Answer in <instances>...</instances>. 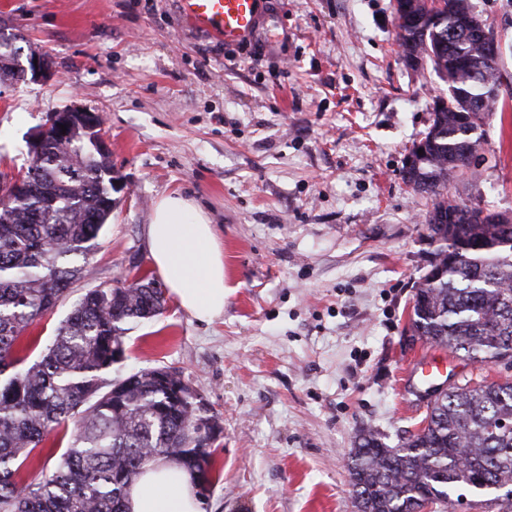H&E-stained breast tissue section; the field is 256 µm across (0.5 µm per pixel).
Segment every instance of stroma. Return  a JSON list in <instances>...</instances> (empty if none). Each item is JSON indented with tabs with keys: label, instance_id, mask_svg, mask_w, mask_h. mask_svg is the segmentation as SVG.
I'll use <instances>...</instances> for the list:
<instances>
[{
	"label": "stroma",
	"instance_id": "stroma-1",
	"mask_svg": "<svg viewBox=\"0 0 512 512\" xmlns=\"http://www.w3.org/2000/svg\"><path fill=\"white\" fill-rule=\"evenodd\" d=\"M507 45L485 126L486 162L448 187L512 214V0H472ZM394 0H263L265 23L228 63L177 0H0V28L52 74L0 81V176L25 168L51 112L103 115L112 214L71 294L20 338L36 360L88 289L157 279L156 201L178 192L224 249V314L204 323L173 298L133 324L126 375L167 366L217 413L214 485L200 512H355L347 458L359 430L389 445L417 432L426 388L405 374L428 264L426 195L403 163L448 86L397 53Z\"/></svg>",
	"mask_w": 512,
	"mask_h": 512
}]
</instances>
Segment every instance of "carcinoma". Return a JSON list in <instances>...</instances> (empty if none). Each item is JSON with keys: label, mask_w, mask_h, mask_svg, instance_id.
Masks as SVG:
<instances>
[{"label": "carcinoma", "mask_w": 512, "mask_h": 512, "mask_svg": "<svg viewBox=\"0 0 512 512\" xmlns=\"http://www.w3.org/2000/svg\"><path fill=\"white\" fill-rule=\"evenodd\" d=\"M472 12L471 0H402L396 9L403 57L425 59L448 83L403 168L405 182L431 196L424 227L433 246L409 329L474 364H512V221L447 195L484 158L483 126L503 78L460 25ZM97 154L90 138H54L42 157H28L22 191L0 200V512H127L130 485L158 459L186 470L200 500L212 486V445L197 431L223 426L203 397L169 367L112 376L125 324L163 309V290L147 276L87 290L39 359L15 351L68 295L112 214V166ZM70 421L75 438L51 471L17 481L46 435ZM347 468L356 512H455L462 489L494 493L511 510L512 380L453 383L396 447L361 432Z\"/></svg>", "instance_id": "1"}]
</instances>
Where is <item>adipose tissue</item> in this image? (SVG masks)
<instances>
[{
	"mask_svg": "<svg viewBox=\"0 0 512 512\" xmlns=\"http://www.w3.org/2000/svg\"><path fill=\"white\" fill-rule=\"evenodd\" d=\"M155 269L177 304L210 322L224 313V251L206 213L181 194L157 200L148 225ZM129 512H199L194 484L180 468L156 462L131 486Z\"/></svg>",
	"mask_w": 512,
	"mask_h": 512,
	"instance_id": "1",
	"label": "adipose tissue"
}]
</instances>
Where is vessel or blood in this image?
Segmentation results:
<instances>
[{
  "label": "vessel or blood",
  "mask_w": 512,
  "mask_h": 512,
  "mask_svg": "<svg viewBox=\"0 0 512 512\" xmlns=\"http://www.w3.org/2000/svg\"><path fill=\"white\" fill-rule=\"evenodd\" d=\"M188 24L232 48L248 43L263 22L261 0H178ZM451 360L437 352L421 355L413 364L414 374L432 380L442 374Z\"/></svg>",
  "instance_id": "vessel-or-blood-1"
}]
</instances>
